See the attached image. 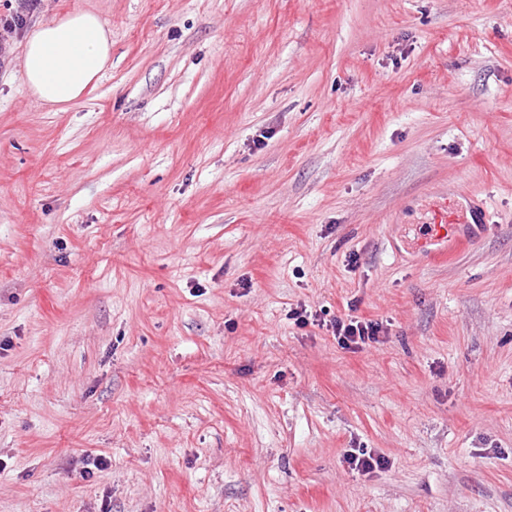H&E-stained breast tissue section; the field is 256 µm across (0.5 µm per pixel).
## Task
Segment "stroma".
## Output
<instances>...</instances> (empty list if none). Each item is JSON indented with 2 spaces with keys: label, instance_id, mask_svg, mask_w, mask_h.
Here are the masks:
<instances>
[{
  "label": "stroma",
  "instance_id": "obj_1",
  "mask_svg": "<svg viewBox=\"0 0 512 512\" xmlns=\"http://www.w3.org/2000/svg\"><path fill=\"white\" fill-rule=\"evenodd\" d=\"M78 10L66 111L0 64V512H512V0ZM453 223V213L448 211V204L444 203L439 210L435 224L431 228V240L434 241V244L448 248V255L457 249L460 244V239L456 235L457 224ZM332 329L337 344L346 350L356 351L371 343H377L381 333L385 332L381 322L348 315L346 318L334 317L329 324H317ZM358 451V453H356ZM345 462L351 470H357L358 473H370L375 469L382 468L387 464L384 457L375 455L365 448L353 449L344 456Z\"/></svg>",
  "mask_w": 512,
  "mask_h": 512
}]
</instances>
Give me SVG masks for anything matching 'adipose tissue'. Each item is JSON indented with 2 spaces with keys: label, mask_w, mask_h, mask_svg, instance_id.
<instances>
[{
  "label": "adipose tissue",
  "mask_w": 512,
  "mask_h": 512,
  "mask_svg": "<svg viewBox=\"0 0 512 512\" xmlns=\"http://www.w3.org/2000/svg\"><path fill=\"white\" fill-rule=\"evenodd\" d=\"M111 55L112 34L100 17L75 11L25 34L21 76L36 100L64 109L84 95Z\"/></svg>",
  "instance_id": "adipose-tissue-1"
}]
</instances>
